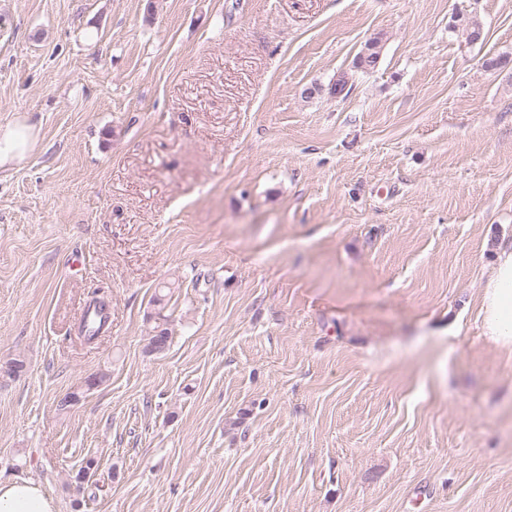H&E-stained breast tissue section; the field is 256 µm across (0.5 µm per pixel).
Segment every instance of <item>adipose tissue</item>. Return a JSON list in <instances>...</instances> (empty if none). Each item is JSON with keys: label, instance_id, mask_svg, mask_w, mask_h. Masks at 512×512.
Wrapping results in <instances>:
<instances>
[{"label": "adipose tissue", "instance_id": "adipose-tissue-1", "mask_svg": "<svg viewBox=\"0 0 512 512\" xmlns=\"http://www.w3.org/2000/svg\"><path fill=\"white\" fill-rule=\"evenodd\" d=\"M483 333L496 346L512 350V242L497 248L495 265L483 285ZM0 512H56L54 499L26 479L0 478Z\"/></svg>", "mask_w": 512, "mask_h": 512}]
</instances>
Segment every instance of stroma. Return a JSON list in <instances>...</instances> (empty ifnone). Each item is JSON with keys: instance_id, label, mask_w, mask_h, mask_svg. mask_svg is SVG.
I'll list each match as a JSON object with an SVG mask.
<instances>
[{"instance_id": "obj_1", "label": "stroma", "mask_w": 512, "mask_h": 512, "mask_svg": "<svg viewBox=\"0 0 512 512\" xmlns=\"http://www.w3.org/2000/svg\"><path fill=\"white\" fill-rule=\"evenodd\" d=\"M23 120L1 477L57 512H512V351L479 320L512 0H0ZM108 320L107 303L100 298L93 299L85 312L81 323V332L87 340L95 339Z\"/></svg>"}]
</instances>
